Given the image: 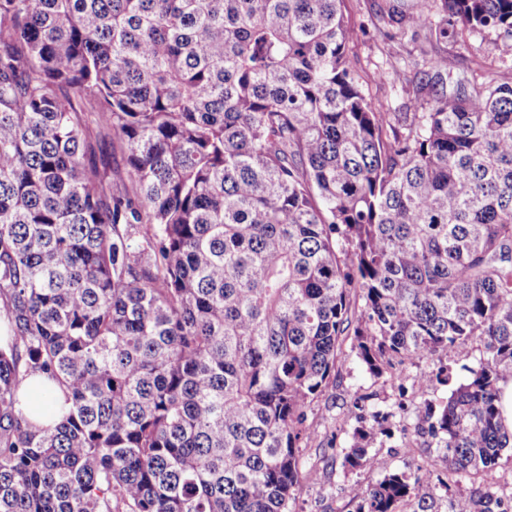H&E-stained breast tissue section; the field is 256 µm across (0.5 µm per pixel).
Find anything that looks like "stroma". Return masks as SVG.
I'll return each instance as SVG.
<instances>
[{
    "label": "stroma",
    "mask_w": 512,
    "mask_h": 512,
    "mask_svg": "<svg viewBox=\"0 0 512 512\" xmlns=\"http://www.w3.org/2000/svg\"><path fill=\"white\" fill-rule=\"evenodd\" d=\"M388 7L389 0H343L342 4L347 21L359 33L350 49L354 69L366 75L380 67L387 73L384 83L369 82L364 86L367 98L374 104L398 109L415 98L417 74L435 54L447 59L452 74L491 71L501 81L512 83L511 40L497 38L493 33H473L439 43L429 31L415 33L391 21ZM483 352V344L474 340L461 349L441 353L430 362L394 365L391 372L408 386L420 374L437 373L443 366L452 367L462 378ZM356 393L368 395L367 409L371 412L389 411L394 402L386 377L370 375L355 354L348 351L326 391L306 412V424L313 435L302 448V458L305 464L322 468L323 480L301 481L288 505L289 512H356L357 504L348 492L351 484L371 486L382 480L386 472H412L426 463L437 462L434 441L415 436L396 422L389 434L379 436L370 448L371 453L383 460V468L353 472L343 469L342 452L349 446L358 425L359 412L350 404L351 396ZM328 457L335 461L330 469L324 466Z\"/></svg>",
    "instance_id": "stroma-1"
}]
</instances>
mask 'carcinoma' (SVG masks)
Returning a JSON list of instances; mask_svg holds the SVG:
<instances>
[{
    "mask_svg": "<svg viewBox=\"0 0 512 512\" xmlns=\"http://www.w3.org/2000/svg\"><path fill=\"white\" fill-rule=\"evenodd\" d=\"M341 2L0 0V512H289L346 336L376 377L482 341L464 379L416 378L415 432L472 482L512 450V84L434 55L426 103L377 106ZM389 14L512 39V0ZM87 112L121 145L116 182ZM36 375L63 400L49 427L24 412ZM393 416L354 429L343 468L380 467ZM435 483L349 493L435 512Z\"/></svg>",
    "mask_w": 512,
    "mask_h": 512,
    "instance_id": "obj_1",
    "label": "carcinoma"
}]
</instances>
